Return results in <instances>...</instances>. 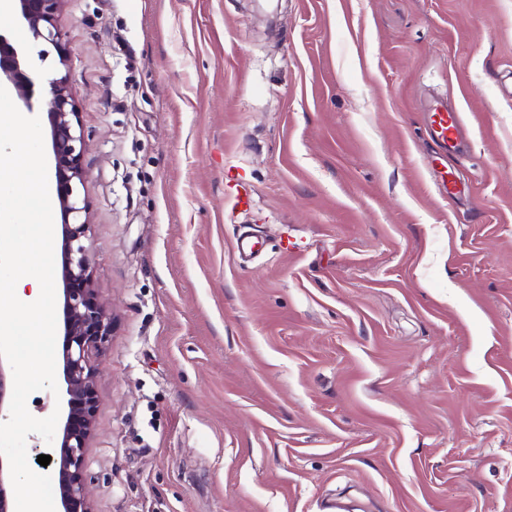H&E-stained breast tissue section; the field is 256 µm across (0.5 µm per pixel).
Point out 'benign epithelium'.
I'll list each match as a JSON object with an SVG mask.
<instances>
[{
	"mask_svg": "<svg viewBox=\"0 0 512 512\" xmlns=\"http://www.w3.org/2000/svg\"><path fill=\"white\" fill-rule=\"evenodd\" d=\"M17 14L33 39L55 48L67 68L68 43L60 24L66 0H15ZM10 84L28 110H33V81L6 34L0 32V83ZM46 116L50 130L55 202L63 215L62 246L65 261L60 279L65 311L66 342L62 352L65 390L60 404L55 468L60 512H94L89 495L87 453L96 428L97 369L92 357L103 353L112 334V310L100 299L93 282L89 246V205L80 194L86 173L82 165L85 136L67 73L47 78ZM11 367L0 358V420L8 410ZM9 466L0 458V512L10 509Z\"/></svg>",
	"mask_w": 512,
	"mask_h": 512,
	"instance_id": "1",
	"label": "benign epithelium"
}]
</instances>
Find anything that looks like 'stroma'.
I'll use <instances>...</instances> for the list:
<instances>
[{
    "instance_id": "1",
    "label": "stroma",
    "mask_w": 512,
    "mask_h": 512,
    "mask_svg": "<svg viewBox=\"0 0 512 512\" xmlns=\"http://www.w3.org/2000/svg\"><path fill=\"white\" fill-rule=\"evenodd\" d=\"M61 24L114 317L96 512H512V0H67ZM0 28L42 105L55 49ZM426 125L431 137L440 151H448L460 136L462 120L458 112L448 110V107L436 108L428 112Z\"/></svg>"
}]
</instances>
